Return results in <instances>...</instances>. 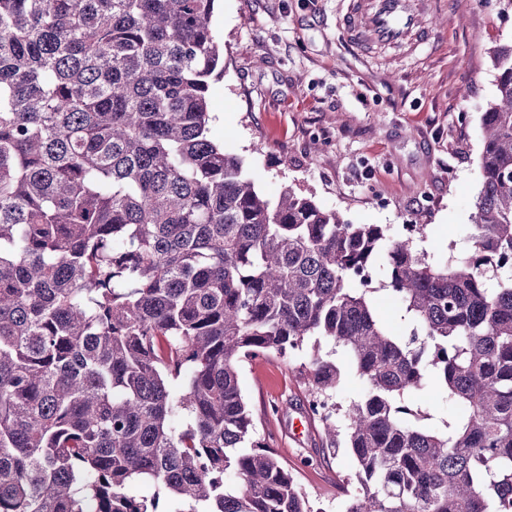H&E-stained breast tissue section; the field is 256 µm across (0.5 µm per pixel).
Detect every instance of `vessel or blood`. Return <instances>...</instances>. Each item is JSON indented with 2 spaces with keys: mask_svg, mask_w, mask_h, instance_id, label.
Segmentation results:
<instances>
[{
  "mask_svg": "<svg viewBox=\"0 0 512 512\" xmlns=\"http://www.w3.org/2000/svg\"><path fill=\"white\" fill-rule=\"evenodd\" d=\"M430 0H350L340 25L357 47L406 46L428 40L423 18Z\"/></svg>",
  "mask_w": 512,
  "mask_h": 512,
  "instance_id": "b4317fda",
  "label": "vessel or blood"
}]
</instances>
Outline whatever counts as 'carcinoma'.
Instances as JSON below:
<instances>
[{"instance_id": "cac0c4a2", "label": "carcinoma", "mask_w": 512, "mask_h": 512, "mask_svg": "<svg viewBox=\"0 0 512 512\" xmlns=\"http://www.w3.org/2000/svg\"><path fill=\"white\" fill-rule=\"evenodd\" d=\"M214 2L0 0V512H321L240 386L269 354L353 457L345 512H512V45L470 245L434 260L271 202L213 140ZM338 355L365 384L346 403Z\"/></svg>"}]
</instances>
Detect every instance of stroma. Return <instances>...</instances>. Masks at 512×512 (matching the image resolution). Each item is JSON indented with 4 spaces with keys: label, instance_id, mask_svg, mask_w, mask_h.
<instances>
[{
    "label": "stroma",
    "instance_id": "obj_1",
    "mask_svg": "<svg viewBox=\"0 0 512 512\" xmlns=\"http://www.w3.org/2000/svg\"><path fill=\"white\" fill-rule=\"evenodd\" d=\"M415 52H357L342 0H216L224 72L210 82V131L259 190L287 187L355 224L426 225L419 250L464 251L479 192L481 118L497 93L492 52L512 43L503 0H432ZM318 150H311L312 141ZM296 361H250L240 385L260 436L315 507L343 512L354 462L307 429Z\"/></svg>",
    "mask_w": 512,
    "mask_h": 512
}]
</instances>
